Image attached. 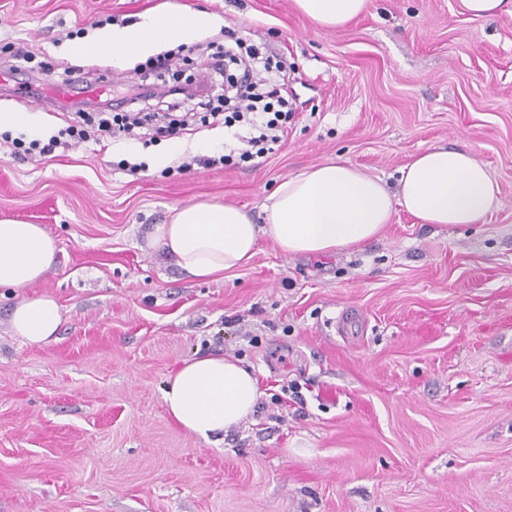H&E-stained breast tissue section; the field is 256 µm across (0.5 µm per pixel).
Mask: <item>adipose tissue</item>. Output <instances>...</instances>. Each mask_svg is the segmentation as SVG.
<instances>
[{
    "instance_id": "1",
    "label": "adipose tissue",
    "mask_w": 512,
    "mask_h": 512,
    "mask_svg": "<svg viewBox=\"0 0 512 512\" xmlns=\"http://www.w3.org/2000/svg\"><path fill=\"white\" fill-rule=\"evenodd\" d=\"M367 2L294 0L318 25L336 29L362 14ZM212 23L207 13L174 6L99 30L91 47L125 66L191 41ZM271 199L260 224L229 204L176 209L170 223L158 225L150 244L186 274L205 279L247 264L264 233L292 255H333L380 235L398 207L420 224H479L501 206L500 187L489 169L469 150L445 146L430 147L404 164L393 189L339 157L284 180ZM56 252L55 239L41 226L0 220V286L39 282ZM60 322L59 305L48 294L24 299L10 315L14 334L31 345L55 341ZM260 396L252 370L222 355L184 360L163 389L174 421L207 442L250 417Z\"/></svg>"
}]
</instances>
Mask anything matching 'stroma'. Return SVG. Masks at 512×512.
I'll list each match as a JSON object with an SVG mask.
<instances>
[{
  "label": "stroma",
  "mask_w": 512,
  "mask_h": 512,
  "mask_svg": "<svg viewBox=\"0 0 512 512\" xmlns=\"http://www.w3.org/2000/svg\"><path fill=\"white\" fill-rule=\"evenodd\" d=\"M173 4L214 23L165 77L205 79L206 42L224 28L293 62L294 117L238 168L153 164L172 143L222 155L231 130L202 123L26 159L0 148V219L58 246L32 288L0 287V512H512V19L470 18L458 0H369L339 29L294 0H0V112L32 118L0 140H48L100 104L46 98L45 80L153 85L156 73L79 48L101 20ZM434 145L472 150L499 182L484 223L399 210L377 238L310 258L264 236L247 266L212 280L149 245L174 208L256 215L282 181L339 155L393 187ZM34 293L61 307L43 346L10 326ZM206 354L241 360L262 390L215 444L162 396L182 360Z\"/></svg>",
  "instance_id": "1"
}]
</instances>
